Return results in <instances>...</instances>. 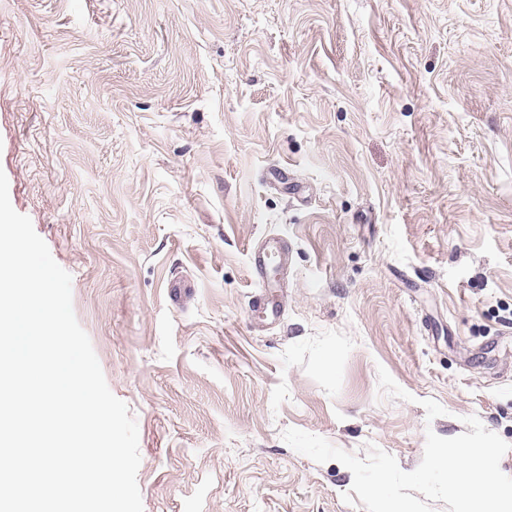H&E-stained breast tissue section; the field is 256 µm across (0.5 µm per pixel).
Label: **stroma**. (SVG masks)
Returning a JSON list of instances; mask_svg holds the SVG:
<instances>
[{
    "label": "stroma",
    "instance_id": "35a3bbf8",
    "mask_svg": "<svg viewBox=\"0 0 512 512\" xmlns=\"http://www.w3.org/2000/svg\"><path fill=\"white\" fill-rule=\"evenodd\" d=\"M0 170L144 512H365L288 428L406 471L467 416L512 446V0H0ZM284 250V242L280 239L268 240L260 247L254 248L251 257V272L255 278H264L269 260L275 255L281 257Z\"/></svg>",
    "mask_w": 512,
    "mask_h": 512
}]
</instances>
